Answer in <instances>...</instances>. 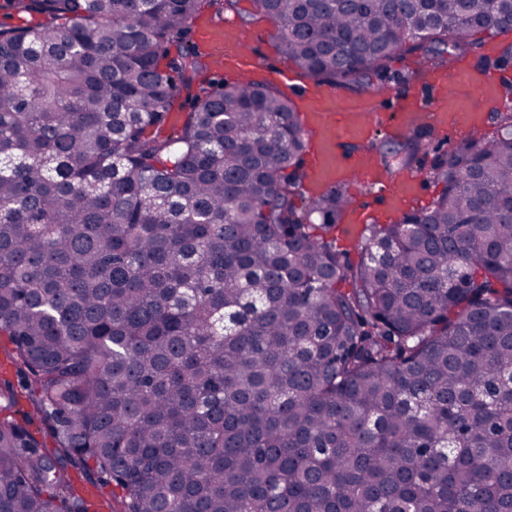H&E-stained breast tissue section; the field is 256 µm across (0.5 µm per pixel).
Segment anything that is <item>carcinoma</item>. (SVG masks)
<instances>
[{
  "label": "carcinoma",
  "mask_w": 512,
  "mask_h": 512,
  "mask_svg": "<svg viewBox=\"0 0 512 512\" xmlns=\"http://www.w3.org/2000/svg\"><path fill=\"white\" fill-rule=\"evenodd\" d=\"M241 2L0 0V512H98L77 474L121 512H512V109L353 264L297 106L184 41L206 6L258 16L314 85L368 92L511 31L512 0Z\"/></svg>",
  "instance_id": "carcinoma-1"
}]
</instances>
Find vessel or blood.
I'll return each mask as SVG.
<instances>
[{
  "mask_svg": "<svg viewBox=\"0 0 512 512\" xmlns=\"http://www.w3.org/2000/svg\"><path fill=\"white\" fill-rule=\"evenodd\" d=\"M199 46L208 51L216 62L217 70L238 72L246 76H259L260 68L246 50V42L234 21L218 22L212 19L197 20ZM463 78L480 96L493 98L497 95L501 74L475 70L466 64L454 66L452 72L428 70L420 74L424 85L435 91L430 108L420 106L417 97L410 96L398 104L399 112H424L428 122L441 130L463 134L483 127L486 117L475 110L464 109L455 93L448 86L454 78ZM335 92L329 87L303 88L300 110L313 141L309 163V191L319 195L321 190L338 181H360L375 185L391 184V210L395 215L405 212V205L415 196L422 185L418 174L409 173L393 180H386L380 162L367 156L342 157L337 153L341 141L366 139L382 112L381 104L347 103L342 108L334 106Z\"/></svg>",
  "mask_w": 512,
  "mask_h": 512,
  "instance_id": "b4317fda",
  "label": "vessel or blood"
}]
</instances>
